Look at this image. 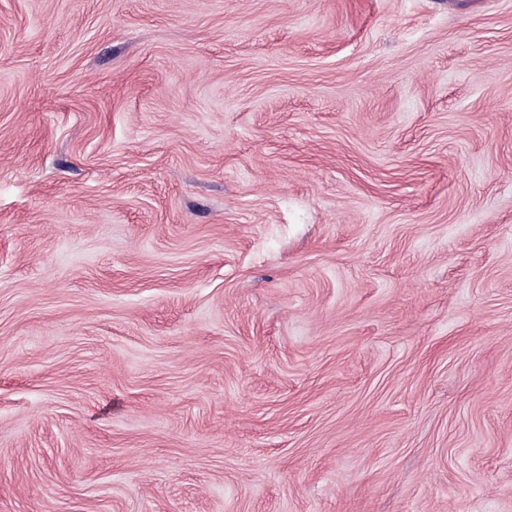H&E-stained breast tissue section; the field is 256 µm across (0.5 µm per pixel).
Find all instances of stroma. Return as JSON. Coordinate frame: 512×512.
<instances>
[{
	"label": "stroma",
	"instance_id": "obj_1",
	"mask_svg": "<svg viewBox=\"0 0 512 512\" xmlns=\"http://www.w3.org/2000/svg\"><path fill=\"white\" fill-rule=\"evenodd\" d=\"M0 512H512V0H0Z\"/></svg>",
	"mask_w": 512,
	"mask_h": 512
}]
</instances>
